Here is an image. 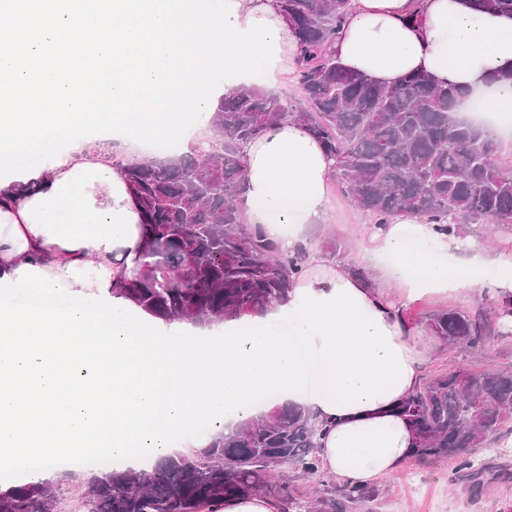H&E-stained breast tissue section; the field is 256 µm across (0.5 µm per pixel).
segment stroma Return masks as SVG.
<instances>
[{
    "mask_svg": "<svg viewBox=\"0 0 512 512\" xmlns=\"http://www.w3.org/2000/svg\"><path fill=\"white\" fill-rule=\"evenodd\" d=\"M329 192L335 200V219L332 224L311 230L309 239L312 246L325 250L327 240L332 239L339 245L336 260L363 267L374 264L375 258L365 245L368 215L339 186L330 185ZM496 300L497 290L492 284H484L476 290L463 287L450 298H418L408 306L405 316L424 323L431 314L449 307L487 309ZM463 365L475 371L487 372L512 368V328H498L486 347L478 352L441 346L423 375L428 378ZM453 468V461L448 459L429 462L406 459L397 473L372 482L371 487L378 494L371 504L373 512H512V475L505 481L493 484L482 499L474 501L461 486L452 484ZM92 475L93 471L89 468L56 466L47 476L48 481L58 488L52 512H90L87 487Z\"/></svg>",
    "mask_w": 512,
    "mask_h": 512,
    "instance_id": "1",
    "label": "stroma"
}]
</instances>
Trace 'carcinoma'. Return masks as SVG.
<instances>
[{"label": "carcinoma", "mask_w": 512, "mask_h": 512, "mask_svg": "<svg viewBox=\"0 0 512 512\" xmlns=\"http://www.w3.org/2000/svg\"><path fill=\"white\" fill-rule=\"evenodd\" d=\"M475 12L512 14V0H467ZM296 41L300 106L290 108L255 86L221 98L208 126L217 149L124 167L140 207V269L119 293L165 321L210 325L261 314L283 302L307 264L300 247L284 256L251 228L238 207L244 185L243 143L289 117L302 122L336 159L329 177L355 205L386 224L400 214L451 219L437 230L465 234L474 224H512V172L497 163L483 126L457 116L466 92L436 87L409 73L372 83L331 54L350 0H280ZM512 317V295L491 309L431 315L434 335L450 346L483 349L496 322ZM416 434L411 456L448 458L473 499L487 469L472 454L512 421V369L460 367L435 375L402 404ZM322 424L283 403L264 417L217 431L192 456L170 454L150 471L103 469L92 479V512H219L228 498L289 489L288 472L325 479L317 457ZM57 487L41 480L0 486V512H50ZM346 484L333 499L288 492L291 512H351L375 500Z\"/></svg>", "instance_id": "carcinoma-1"}]
</instances>
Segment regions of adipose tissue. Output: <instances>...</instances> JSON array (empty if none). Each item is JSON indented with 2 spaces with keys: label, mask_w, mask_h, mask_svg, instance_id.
Segmentation results:
<instances>
[{
  "label": "adipose tissue",
  "mask_w": 512,
  "mask_h": 512,
  "mask_svg": "<svg viewBox=\"0 0 512 512\" xmlns=\"http://www.w3.org/2000/svg\"><path fill=\"white\" fill-rule=\"evenodd\" d=\"M239 25L279 29L275 81L292 80L296 42L279 0H239ZM332 49L389 84L415 72L481 96L492 127L512 129V16L472 15L464 0H352ZM106 139L80 141L27 181L0 187V462L55 467L62 452L104 448L142 469L177 448H201L199 421L232 430L277 394L324 423L322 473L365 485L397 471L415 446L400 403L421 384L440 342L408 320L417 295L477 288L492 269L512 292V257L486 262L473 238L438 233L403 214L370 224L396 291L310 249L286 303L225 322L224 335L165 322L119 295L138 269L141 214ZM249 224L284 255L335 207V164L306 127L286 120L242 146Z\"/></svg>",
  "instance_id": "ef3b65f1"
}]
</instances>
